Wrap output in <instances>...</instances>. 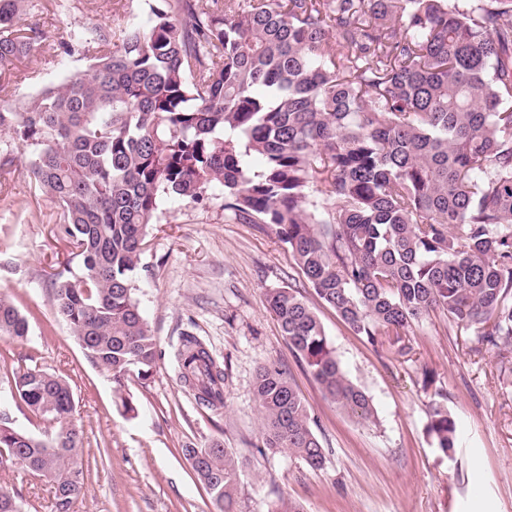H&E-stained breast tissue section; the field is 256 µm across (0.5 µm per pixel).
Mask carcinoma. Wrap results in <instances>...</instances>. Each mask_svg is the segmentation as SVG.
Returning <instances> with one entry per match:
<instances>
[{
	"mask_svg": "<svg viewBox=\"0 0 512 512\" xmlns=\"http://www.w3.org/2000/svg\"><path fill=\"white\" fill-rule=\"evenodd\" d=\"M0 0V131L28 153L37 192L60 207L57 235L80 272L55 273L52 305L83 353L117 384L159 357L134 297L147 227L162 199L210 188L224 214L274 231L318 298L357 335L402 337L430 312L489 349L512 348V0H157L144 23L74 29L88 73L20 95L5 78L43 35ZM349 51H343V48ZM267 304L325 397L366 422L369 397L342 372L324 327L291 287ZM29 324L0 296V335ZM181 383L224 405V366L180 337ZM16 407L47 422L0 421V448L57 484V512L83 494L75 400L36 365L6 375ZM263 448L318 468L310 412L275 364L259 367ZM451 456L454 417L428 405ZM215 512H235L239 461L186 448Z\"/></svg>",
	"mask_w": 512,
	"mask_h": 512,
	"instance_id": "cac0c4a2",
	"label": "carcinoma"
}]
</instances>
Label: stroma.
<instances>
[{
  "label": "stroma",
  "instance_id": "stroma-1",
  "mask_svg": "<svg viewBox=\"0 0 512 512\" xmlns=\"http://www.w3.org/2000/svg\"><path fill=\"white\" fill-rule=\"evenodd\" d=\"M147 13L146 0H26L25 23L47 41L15 63L13 86L28 95L83 74L88 57L57 50L70 30L129 27ZM58 212L35 195L22 147L0 131V293L29 321L25 339L0 336V392L5 370L30 361L69 380L87 473L69 512H214L184 451L217 444L239 459L237 512H272L283 500L304 512H512V353L479 349L437 312L406 336L405 354L388 336L370 344L317 298L268 227L226 219L223 195L209 190L198 203L164 199L147 229L134 296L162 356L147 379L129 377L119 389L53 310L52 275L70 252L56 234ZM285 286L316 312L342 371L371 398L375 422L336 408L293 353L266 303L267 290ZM186 332L227 366L220 409L201 405L177 376L173 355ZM265 363L285 368L308 406L321 467L262 450L254 381ZM438 393L458 425L450 458L427 432ZM125 397L133 413H124ZM0 488L22 512H56L50 484L20 465H0Z\"/></svg>",
  "mask_w": 512,
  "mask_h": 512
}]
</instances>
